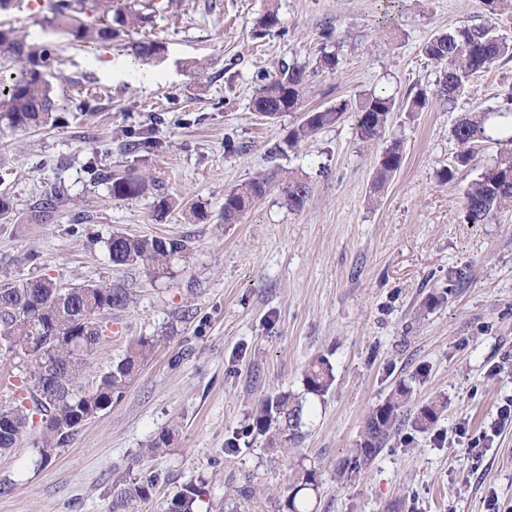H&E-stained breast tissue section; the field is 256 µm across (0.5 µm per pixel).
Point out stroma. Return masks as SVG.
I'll return each mask as SVG.
<instances>
[{"label": "stroma", "instance_id": "obj_1", "mask_svg": "<svg viewBox=\"0 0 512 512\" xmlns=\"http://www.w3.org/2000/svg\"><path fill=\"white\" fill-rule=\"evenodd\" d=\"M396 24L379 30L383 0H159L149 21L121 29L116 53L149 38L161 42L166 71L149 88L113 84L89 54L47 26L38 0L0 13V30L64 44L65 99L54 124L0 131V193L13 200L12 222L0 224V281L48 276L66 286L94 281L126 288L131 301L115 313L120 334L87 361L92 383L129 344L169 329L112 407L87 421L41 462L39 432L0 454V512H109L112 469L159 476L142 512H160L182 485H201L198 512H273L274 500L301 464L315 466L314 512H488L497 501L512 512V427L467 451L512 396V209L489 224L463 218V192L478 175L455 167L453 128L461 115L494 109L512 90V61L473 78L455 111L434 102L394 113L384 142L399 141L403 163L373 190L384 142L364 144L352 121L321 129L295 148L289 130L301 112L267 120L251 99L279 65L336 54L335 73L317 74L302 110L325 109L378 90L404 99L432 89L437 70L420 52L433 35L482 22V0H394ZM281 26L260 35L268 8ZM97 92L91 111L79 93ZM153 127L161 151L129 150V135ZM153 175L141 197L115 200L93 184L87 163ZM454 168L452 181L438 178ZM310 186L303 210L288 208L289 177ZM257 177L266 194L236 224L224 221V196ZM71 199L53 223L26 221L50 186ZM170 209L155 218L153 202ZM200 217H193L192 207ZM187 239L173 278L153 279L140 266H116L102 241L112 233ZM447 302L426 308L434 293ZM325 357L335 381L322 397L308 394L304 370ZM412 400L381 451L347 480L349 461L371 408L398 384ZM280 393L306 400L304 438L292 454H271L260 437L225 450L258 404ZM435 400L446 409L420 431L414 413ZM172 441L163 456H134L157 433ZM251 474L263 497L254 506L235 488Z\"/></svg>", "mask_w": 512, "mask_h": 512}]
</instances>
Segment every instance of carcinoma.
Returning a JSON list of instances; mask_svg holds the SVG:
<instances>
[{
	"mask_svg": "<svg viewBox=\"0 0 512 512\" xmlns=\"http://www.w3.org/2000/svg\"><path fill=\"white\" fill-rule=\"evenodd\" d=\"M47 24L60 27L70 36L69 45L86 49L112 42L119 29L133 27L143 21L140 13L127 7L113 9V0H95L94 17L82 18L84 0H54L48 7ZM163 50L155 40H142L134 45L135 56L150 59ZM0 128L26 131L50 123L61 104L55 100L46 79L57 48L25 33L21 36L0 31ZM422 54L440 65L435 96L452 112L466 84L475 75L487 71L499 61L512 59V44L495 33L488 23L461 24L440 33L424 43ZM336 58L323 54L313 65L291 62L279 68V74L260 84L252 97L253 111L272 119L285 112H295L302 105L303 93L310 80L325 70H334ZM428 103L427 90L397 103L392 95L372 93L357 106L344 100L336 106L302 113L301 121L288 137V147L326 126L352 116L357 136L365 143L380 141L393 112H420ZM453 134L459 151L455 162L468 166L475 160L478 142L496 140L500 145L495 158L481 166L478 177L464 192L463 212L471 224H487L499 210L512 207V92L505 95L503 105L486 112L461 118ZM402 162L400 142L395 140L381 151L374 186L381 187ZM92 180L105 186L114 200L141 196L147 189L146 177L128 169L112 168L94 162L89 166ZM269 179L257 178L230 190L224 196V223L233 224L250 205L266 193ZM288 207L299 211L309 198L307 182L288 178L285 187ZM68 197L60 186H53L29 208V221L51 224ZM113 264L142 265L148 274L159 279L170 274L174 259L189 250L184 239L132 237L114 232L104 241ZM131 302L126 289L115 285L89 282L63 287L49 277L30 278L19 283H0V361L19 360L22 370L0 377L9 383L12 396L0 405V453L17 447L25 435L38 430L42 435L40 459L48 461L64 446L84 422L118 401L124 389L137 375L154 350L168 341V332L141 337L112 364L95 384L84 380L86 358L98 352L112 332V313L125 309ZM308 391L326 392L334 382L331 366L323 358L311 362L304 373ZM411 398L406 384L397 386L392 395L372 409L367 417L360 448L355 456L337 471L339 479L374 457L395 429L398 411ZM444 403L435 402L419 410L412 425L430 429ZM303 403L287 394L263 401L242 433L267 440L284 453L301 439ZM170 433L161 431L139 457L152 459L164 453ZM158 475L147 471L132 481L121 470L113 472L112 507L110 512H138V505L152 497ZM319 487L314 467L302 466L294 474L285 499L278 502L277 512H310L309 492ZM202 487L188 483L166 499L162 512H195Z\"/></svg>",
	"mask_w": 512,
	"mask_h": 512,
	"instance_id": "obj_1",
	"label": "carcinoma"
}]
</instances>
